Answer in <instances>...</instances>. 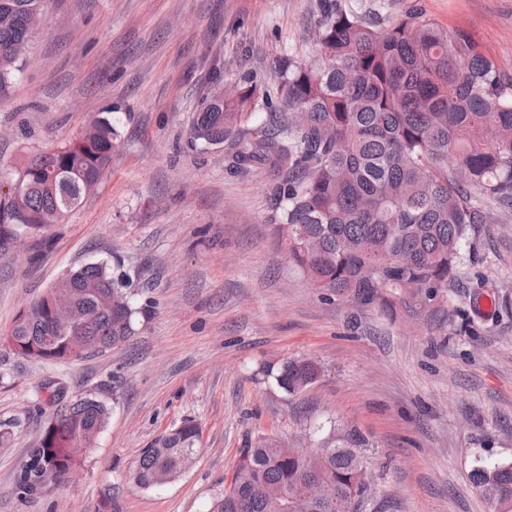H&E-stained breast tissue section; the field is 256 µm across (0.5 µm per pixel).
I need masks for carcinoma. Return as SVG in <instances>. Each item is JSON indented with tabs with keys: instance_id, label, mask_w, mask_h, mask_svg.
Instances as JSON below:
<instances>
[{
	"instance_id": "carcinoma-1",
	"label": "carcinoma",
	"mask_w": 512,
	"mask_h": 512,
	"mask_svg": "<svg viewBox=\"0 0 512 512\" xmlns=\"http://www.w3.org/2000/svg\"><path fill=\"white\" fill-rule=\"evenodd\" d=\"M45 0H0V99L26 65V51ZM317 56L281 60L276 95L248 74L225 93L216 78L190 125L195 142L233 147L231 168L268 166L282 178L271 187L277 231L288 263L322 292L394 318L420 317L432 332L478 311L454 303L462 250L481 224L512 214V94L477 43L414 10L380 26L321 0ZM268 108L267 129L247 136L244 124ZM119 137L98 116L78 139L41 152L0 183V252L14 237L62 222L107 176ZM22 190L14 192L17 183ZM75 326L54 322L49 291L20 310L4 339L35 360L62 362L77 349L103 353L134 335L129 277L90 263L70 272ZM266 373L293 393L316 381L309 360H285ZM109 418L107 405L81 396L63 404L30 449L60 478L78 461L72 449L93 446ZM200 431L185 423L145 449L134 479L165 484L198 452ZM363 438L329 433L323 460L288 455L272 440L242 449L227 488L211 512H348L363 492ZM335 493L327 507L284 493L307 478ZM474 486L512 512V461H477Z\"/></svg>"
}]
</instances>
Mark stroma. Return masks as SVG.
<instances>
[{"mask_svg": "<svg viewBox=\"0 0 512 512\" xmlns=\"http://www.w3.org/2000/svg\"><path fill=\"white\" fill-rule=\"evenodd\" d=\"M386 23L412 10L464 31L512 78V0H338ZM318 0H46L9 97L0 168L61 147L111 112L108 175L62 224L0 253V338L16 313L90 262L127 271L137 310L124 345L65 364L0 345V512H209L242 448L319 447L330 428L365 437L362 512H492L470 482L476 458L512 460V223L463 248L456 288L483 313L431 336L371 308L322 299L274 232L267 168L235 172L229 145L189 146L212 62L225 84L275 89L280 59H313ZM310 359L316 382L289 394L262 371ZM90 395L107 427L63 485L22 497V464L54 412L45 389ZM201 430L191 466L136 486L145 448L184 421Z\"/></svg>", "mask_w": 512, "mask_h": 512, "instance_id": "obj_1", "label": "stroma"}]
</instances>
